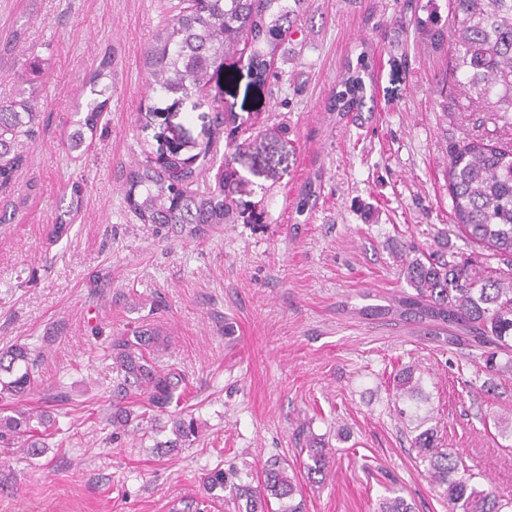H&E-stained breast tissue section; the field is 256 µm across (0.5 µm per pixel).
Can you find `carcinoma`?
<instances>
[{
  "instance_id": "obj_1",
  "label": "carcinoma",
  "mask_w": 512,
  "mask_h": 512,
  "mask_svg": "<svg viewBox=\"0 0 512 512\" xmlns=\"http://www.w3.org/2000/svg\"><path fill=\"white\" fill-rule=\"evenodd\" d=\"M457 20L453 31L434 21L416 20L415 28L431 46L453 59V73L468 98L477 106L494 102L496 111L512 112V0H454ZM310 0H178L169 4L163 20L143 53V67L152 91L187 96L210 80L211 71L235 49L243 37L252 50L247 67L253 80L263 83L270 73L269 57L277 51ZM367 52L357 64H347L328 103V111L345 116L372 111L367 84L374 83ZM112 74V55L104 54L87 76L85 116L66 135V146L80 150L88 135L95 134L107 100H99ZM38 124L30 99L17 92L0 100V185L8 184L23 165L22 145L31 140ZM317 174L309 180L295 203V213L308 214L317 197ZM195 171L175 159L164 167L150 163L130 169L123 192L126 203L143 224L178 227L193 236L218 224L231 223L234 195L244 183L219 182L200 188ZM448 193L456 227L464 239L486 251L483 259L460 257L448 249V234L441 233L443 250L427 253L410 245L400 256L398 275L411 292L403 291L387 305H369L361 310L367 319L399 320L423 327L426 335L442 346L465 345L480 352L484 371L499 377L512 376V145L487 143L465 137L453 144L448 159ZM497 261L494 274L486 263ZM168 342L160 329L149 324L113 335L107 349L118 374L113 391L112 425L122 428L134 412L128 399L145 395L153 414L172 419L169 441L162 452H171L200 437L201 425L180 409L186 387L182 372L171 364H158ZM505 361H500V358ZM40 355L25 345L0 349V401L14 406L0 415V447L19 446L33 455L42 453V436L54 425L51 408L71 402L68 391L54 386L43 392L45 410L34 413L22 407L36 392L35 369ZM419 379L409 368L395 380L397 397L413 395ZM412 447L426 463L429 481L443 490L448 512H512V498L474 482L462 456L439 446L437 428H427L414 437ZM307 459L302 461L307 478H326L331 456L324 440L309 436ZM258 485L230 483L224 469L216 467L204 478L205 495L185 503L174 512H211L227 490L244 512H269L271 499L291 500L300 492L296 476L274 460L266 463ZM380 512H412L400 495L387 497Z\"/></svg>"
}]
</instances>
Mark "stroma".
<instances>
[{
    "label": "stroma",
    "instance_id": "1",
    "mask_svg": "<svg viewBox=\"0 0 512 512\" xmlns=\"http://www.w3.org/2000/svg\"><path fill=\"white\" fill-rule=\"evenodd\" d=\"M167 0H0V98L14 94L26 59L45 69L26 88L39 114L27 161L0 201V349L40 353L43 384L64 386L47 452L4 450L14 485L0 512H170L200 493L221 466L242 481L270 460L301 468L302 432L335 460L322 482H303L301 512H378L398 487L413 512H448L411 441L417 423L463 452L484 486L512 495V444L497 419L512 413V379H489L466 347L443 348L407 325L367 320L405 283L397 249H436L457 235L448 195V149L463 137L512 138L497 115L469 105L448 79V57L416 18L452 19L453 0H311L302 27L277 51L265 83L253 81L247 40L209 84L184 100L148 88L143 51ZM368 49L375 108L344 116L326 108L347 61ZM112 53L108 103L88 149L71 152L63 125L85 79ZM248 141L232 162L231 140ZM179 150L203 185L223 165L246 183L235 221L199 237L140 223L122 189L131 167ZM323 178L307 223L294 203ZM80 193L74 217L65 211ZM68 220L59 240L54 224ZM168 338L200 441L158 456L168 416L112 436L116 373L111 334L141 324ZM411 367L421 393L401 417L395 377Z\"/></svg>",
    "mask_w": 512,
    "mask_h": 512
}]
</instances>
